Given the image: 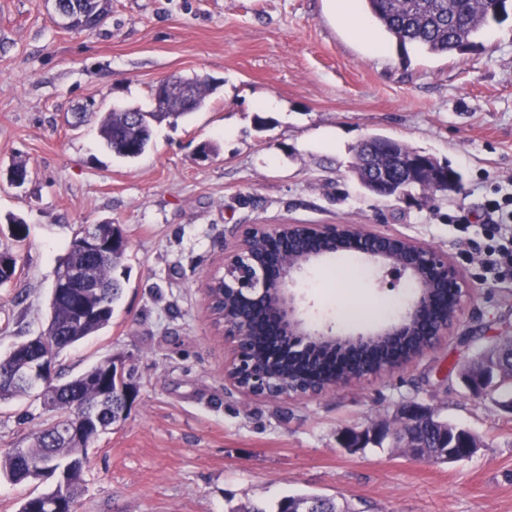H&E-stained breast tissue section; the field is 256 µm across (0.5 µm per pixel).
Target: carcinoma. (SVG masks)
Masks as SVG:
<instances>
[{
  "mask_svg": "<svg viewBox=\"0 0 512 512\" xmlns=\"http://www.w3.org/2000/svg\"><path fill=\"white\" fill-rule=\"evenodd\" d=\"M69 5H78L79 9L95 11L98 21L83 25L76 24L81 30H93L111 11V0H67ZM363 7L372 16L387 37L404 47L413 44L434 55L455 51L458 47L473 45V39L480 32L488 18L504 10L506 0H362ZM207 96V88L197 79H179L173 84L171 96L165 109L158 112L140 111L138 116L129 112L112 111L104 113L98 123V133L105 146L115 155L123 158H135L142 154L151 139V122H160L166 118H179L198 110ZM309 249L331 252L340 246L329 240H321L301 233L283 235L277 239H256L251 242L250 251L262 265L265 275L273 276L278 272L280 255L288 250L303 255ZM125 253L121 252L113 259L92 260L76 247H67V253L60 261L56 278H61L71 267L82 269L86 276L104 287L107 305L97 307L93 296H87L91 307L97 308L84 324L71 326V315L80 296L61 295L52 289L50 297V317L43 332L49 343V354L53 361L67 349L95 335L112 321L116 303L121 297L122 280L117 274L122 266ZM217 275L208 282L211 295L217 297L211 305L216 321L245 317L255 329L250 337V351L260 366L269 369L272 381L287 391H296L309 386L330 382L340 375L348 374L360 368L374 373L387 372L405 359L415 346L429 336L435 323L449 317L454 305L450 289L442 284L430 291L429 304L419 320L413 323L403 336L379 337L358 345H326L312 351L309 355L289 353L283 345L272 323L273 301L256 303L242 294H220L216 286ZM504 351L493 349L482 354L467 371L466 377L483 368L495 366L506 369L500 386L512 389V377L507 370L512 363L503 359ZM108 359H103L78 375L79 390L75 399L61 398L51 408L55 412L54 421L39 430L23 455L14 450L0 454V472L9 479L20 475L29 462L45 461L50 458L52 449L60 447L56 437L57 428L67 422H73L82 414L84 406H92L102 391L100 382L105 376ZM110 402L113 404V420L127 410L124 382L112 380L109 384ZM406 430L426 444L422 449L424 459L429 461L457 459L461 447L468 443L479 447V440L466 429L451 422L435 419L417 421L406 425Z\"/></svg>",
  "mask_w": 512,
  "mask_h": 512,
  "instance_id": "1",
  "label": "carcinoma"
}]
</instances>
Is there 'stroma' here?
<instances>
[{
    "instance_id": "1",
    "label": "stroma",
    "mask_w": 512,
    "mask_h": 512,
    "mask_svg": "<svg viewBox=\"0 0 512 512\" xmlns=\"http://www.w3.org/2000/svg\"><path fill=\"white\" fill-rule=\"evenodd\" d=\"M387 43L376 55L358 32ZM170 76L205 78L200 110L154 125L135 159L100 141L84 106L151 109ZM276 108L258 111V99ZM397 140L460 173L459 193L382 198L352 172L354 148ZM215 146L200 160L202 144ZM25 162L28 181L6 176ZM512 192V0L473 46L432 55L388 44L373 18L346 22L333 0H112L91 31L57 26L45 0H0V244L28 236L0 285V357L46 326L58 259L74 234L121 225L124 292L111 324L66 350L56 380L113 354L135 365L126 419L87 450L80 512H238L285 495L348 512H512V410L474 397L462 371L512 336V280L484 284L473 259L483 207ZM466 214L470 227L457 230ZM252 224H359L447 254L466 291L447 338L389 374L314 397L252 399L224 380L231 345L208 309L206 278ZM343 257L298 285L321 322L354 303L398 306L401 289ZM417 403L477 435L471 457L432 462L392 441L350 452L341 433L393 422ZM52 419L40 400L0 404V452Z\"/></svg>"
}]
</instances>
